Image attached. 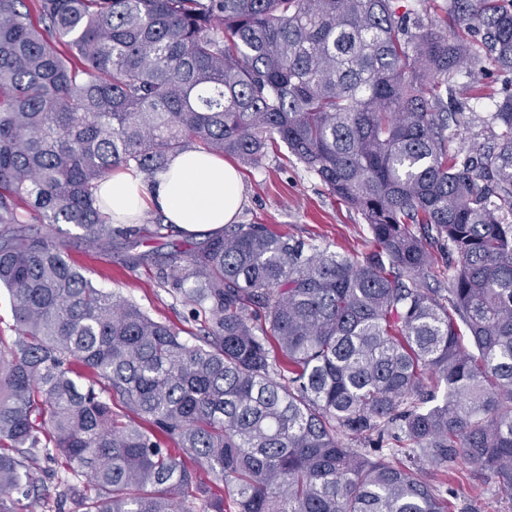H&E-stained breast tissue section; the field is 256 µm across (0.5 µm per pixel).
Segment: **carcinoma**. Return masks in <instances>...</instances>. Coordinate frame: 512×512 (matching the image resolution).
Wrapping results in <instances>:
<instances>
[{
	"mask_svg": "<svg viewBox=\"0 0 512 512\" xmlns=\"http://www.w3.org/2000/svg\"><path fill=\"white\" fill-rule=\"evenodd\" d=\"M440 8L463 31L401 0H0V512L42 461L76 512H447L426 461L512 497V0ZM484 60L496 140L451 154ZM278 141L374 251L227 224L139 252L148 229L93 196L118 167ZM64 224L96 253L123 236L199 332L95 287Z\"/></svg>",
	"mask_w": 512,
	"mask_h": 512,
	"instance_id": "cac0c4a2",
	"label": "carcinoma"
}]
</instances>
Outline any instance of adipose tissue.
I'll return each instance as SVG.
<instances>
[{
    "label": "adipose tissue",
    "instance_id": "adipose-tissue-1",
    "mask_svg": "<svg viewBox=\"0 0 512 512\" xmlns=\"http://www.w3.org/2000/svg\"><path fill=\"white\" fill-rule=\"evenodd\" d=\"M113 223L134 224L149 210L191 235L222 232L235 223L244 198L240 173L223 157L197 148L170 157L165 170L145 179L118 168L95 192Z\"/></svg>",
    "mask_w": 512,
    "mask_h": 512
}]
</instances>
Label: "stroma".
Segmentation results:
<instances>
[{
    "instance_id": "obj_1",
    "label": "stroma",
    "mask_w": 512,
    "mask_h": 512,
    "mask_svg": "<svg viewBox=\"0 0 512 512\" xmlns=\"http://www.w3.org/2000/svg\"><path fill=\"white\" fill-rule=\"evenodd\" d=\"M458 96L469 109L460 136L448 144L452 153L466 150L472 136L487 139L493 133L482 118L494 110V101L480 98L478 88L466 78L458 82ZM232 163L244 185L239 223L263 224L293 239L350 255L373 251L372 235L361 215L333 195L284 145L269 146L259 161L236 157ZM72 257L97 287L134 301L154 319L183 334L197 331L199 323L190 306L159 283L154 267L126 268L117 248L100 255L78 245ZM444 493L450 512H512V499L499 491L489 473L463 462L456 464Z\"/></svg>"
}]
</instances>
